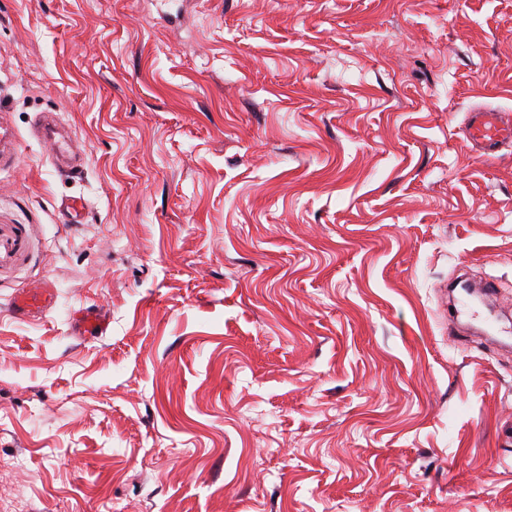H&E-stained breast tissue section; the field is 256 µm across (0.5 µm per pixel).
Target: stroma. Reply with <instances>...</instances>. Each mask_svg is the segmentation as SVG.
<instances>
[{
  "instance_id": "35a3bbf8",
  "label": "stroma",
  "mask_w": 512,
  "mask_h": 512,
  "mask_svg": "<svg viewBox=\"0 0 512 512\" xmlns=\"http://www.w3.org/2000/svg\"><path fill=\"white\" fill-rule=\"evenodd\" d=\"M485 107L512 114V0H0V487L512 512V309L457 319L445 290L465 270L512 306V147L463 136ZM41 284L52 307L11 314ZM40 129V138L51 146L55 162L60 168L73 170L81 166L82 153L53 113H45L40 117ZM87 203L82 196H70L59 207L60 222L63 224H82Z\"/></svg>"
}]
</instances>
